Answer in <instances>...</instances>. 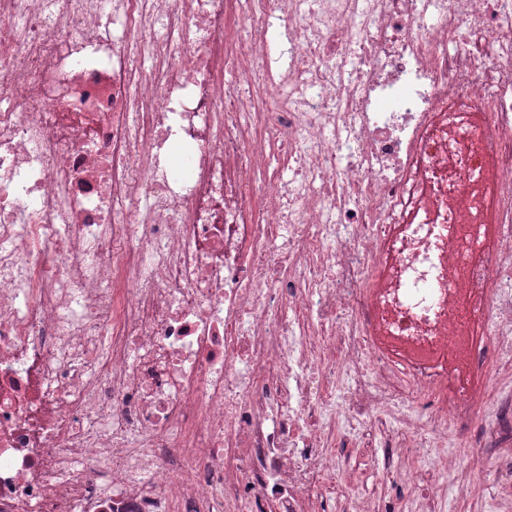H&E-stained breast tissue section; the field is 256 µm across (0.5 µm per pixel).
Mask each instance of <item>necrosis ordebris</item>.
Instances as JSON below:
<instances>
[{
    "mask_svg": "<svg viewBox=\"0 0 512 512\" xmlns=\"http://www.w3.org/2000/svg\"><path fill=\"white\" fill-rule=\"evenodd\" d=\"M511 341L512 0H0V512H320L340 424L511 485Z\"/></svg>",
    "mask_w": 512,
    "mask_h": 512,
    "instance_id": "1",
    "label": "necrosis or debris"
}]
</instances>
